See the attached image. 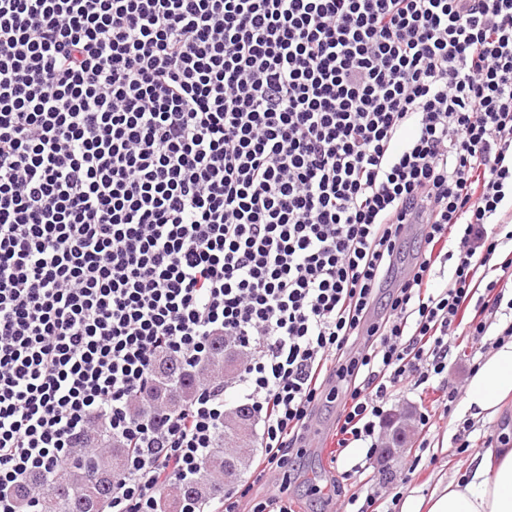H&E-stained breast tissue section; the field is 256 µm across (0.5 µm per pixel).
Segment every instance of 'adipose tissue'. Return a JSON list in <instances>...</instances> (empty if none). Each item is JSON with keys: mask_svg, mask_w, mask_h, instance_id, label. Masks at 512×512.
<instances>
[{"mask_svg": "<svg viewBox=\"0 0 512 512\" xmlns=\"http://www.w3.org/2000/svg\"><path fill=\"white\" fill-rule=\"evenodd\" d=\"M512 400V339L493 349L472 374L462 401L472 417H495ZM401 512H512V421L476 456L472 469L429 499L408 497Z\"/></svg>", "mask_w": 512, "mask_h": 512, "instance_id": "adipose-tissue-1", "label": "adipose tissue"}]
</instances>
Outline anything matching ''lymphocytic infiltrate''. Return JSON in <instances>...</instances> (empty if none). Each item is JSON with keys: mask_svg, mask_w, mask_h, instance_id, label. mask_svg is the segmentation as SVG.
I'll return each mask as SVG.
<instances>
[{"mask_svg": "<svg viewBox=\"0 0 512 512\" xmlns=\"http://www.w3.org/2000/svg\"><path fill=\"white\" fill-rule=\"evenodd\" d=\"M510 195L512 0H0V512L97 420L129 450L112 512H158L230 390L264 454L216 512H292L251 486L321 402L332 458L377 450L459 337L512 338ZM214 336L236 377L132 412L160 352L192 366ZM363 472L337 473L340 512L379 507L346 493Z\"/></svg>", "mask_w": 512, "mask_h": 512, "instance_id": "lymphocytic-infiltrate-1", "label": "lymphocytic infiltrate"}]
</instances>
